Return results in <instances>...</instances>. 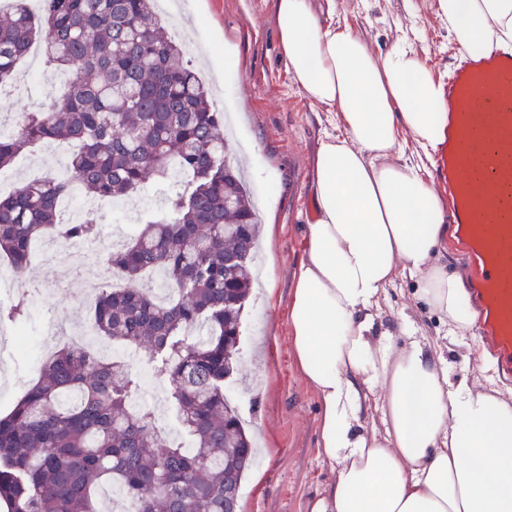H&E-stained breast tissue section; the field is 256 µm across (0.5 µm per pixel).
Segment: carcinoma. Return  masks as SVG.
<instances>
[{"label":"carcinoma","instance_id":"carcinoma-1","mask_svg":"<svg viewBox=\"0 0 512 512\" xmlns=\"http://www.w3.org/2000/svg\"><path fill=\"white\" fill-rule=\"evenodd\" d=\"M0 23V88L40 38L45 67L68 82L40 112L0 135V170L35 144L71 147L66 172L0 196V255L20 279L37 240L93 241L99 225L71 222L74 193L134 194L153 178L182 186L167 206L106 253L126 282L95 298L96 334L145 353L167 383L184 440L166 439L153 413L130 406L142 390L127 362L61 349L0 416V504L9 512H104L120 491L136 512H225L251 456L226 378L240 339L257 224L229 159L224 119L153 0H45L39 14L10 0ZM26 292L0 305V326L28 317Z\"/></svg>","mask_w":512,"mask_h":512}]
</instances>
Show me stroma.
<instances>
[{"instance_id": "stroma-1", "label": "stroma", "mask_w": 512, "mask_h": 512, "mask_svg": "<svg viewBox=\"0 0 512 512\" xmlns=\"http://www.w3.org/2000/svg\"><path fill=\"white\" fill-rule=\"evenodd\" d=\"M185 27L187 57L203 76L218 111L233 116L235 147L249 171V189L261 212L255 293L243 315L236 376L250 399L241 413L260 439L246 472L239 512H309L313 496L332 478L317 448L319 401L294 361L288 309L294 274L305 256L304 227L313 216L311 163L324 135L340 134L338 113L312 105L291 82L279 55L274 0H176ZM326 21L350 28L371 50L412 48L435 80L447 77L459 55L437 0H315ZM72 281L51 275L41 254L27 272L33 285L27 334L66 318L89 320L92 304L79 290L80 256L70 258ZM418 336L439 346L452 364L472 350L451 342L448 321L424 307L413 280L398 278L377 319L379 332L396 334L402 316ZM31 354L15 350L0 364V415L36 381Z\"/></svg>"}]
</instances>
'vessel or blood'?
I'll return each mask as SVG.
<instances>
[{
    "mask_svg": "<svg viewBox=\"0 0 512 512\" xmlns=\"http://www.w3.org/2000/svg\"><path fill=\"white\" fill-rule=\"evenodd\" d=\"M444 99L432 188L448 203L452 244L468 258L481 340L512 377V53L494 48L457 64Z\"/></svg>",
    "mask_w": 512,
    "mask_h": 512,
    "instance_id": "vessel-or-blood-1",
    "label": "vessel or blood"
}]
</instances>
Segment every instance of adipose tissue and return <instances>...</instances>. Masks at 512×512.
<instances>
[{
	"instance_id": "obj_1",
	"label": "adipose tissue",
	"mask_w": 512,
	"mask_h": 512,
	"mask_svg": "<svg viewBox=\"0 0 512 512\" xmlns=\"http://www.w3.org/2000/svg\"><path fill=\"white\" fill-rule=\"evenodd\" d=\"M462 54L512 50V0H438ZM281 56L316 106L339 112L343 135L312 161L315 215L295 273L289 322L297 369L321 405L319 456L334 478L310 512H512V389L497 363L442 367L402 319L400 338L375 333L397 277L472 335L476 314L457 273L436 261L448 216L398 140L433 148L443 92L410 49L383 56L348 29L325 25L313 0H275ZM378 412L381 428L365 429Z\"/></svg>"
}]
</instances>
